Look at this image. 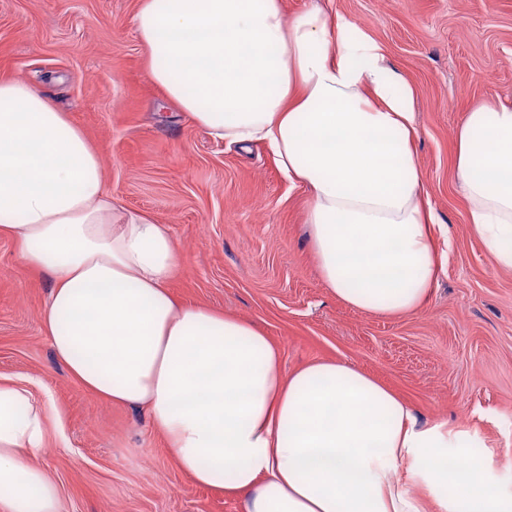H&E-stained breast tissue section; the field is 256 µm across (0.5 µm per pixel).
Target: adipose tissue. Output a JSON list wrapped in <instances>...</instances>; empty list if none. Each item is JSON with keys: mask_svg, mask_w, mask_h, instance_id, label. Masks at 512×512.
I'll return each instance as SVG.
<instances>
[{"mask_svg": "<svg viewBox=\"0 0 512 512\" xmlns=\"http://www.w3.org/2000/svg\"><path fill=\"white\" fill-rule=\"evenodd\" d=\"M147 76L215 138L267 145L306 188L323 283L377 316L426 304L452 250L422 192L414 93L365 30L281 0H139ZM455 172L471 231L512 270V99L474 103ZM0 235L50 281L40 319L56 359L104 402L142 408L180 468L245 512H512L493 459L338 361L284 374L253 322L180 301L169 225L124 211L84 131L41 92L0 81ZM45 407L0 381V512H60L29 456ZM467 459L460 474L449 450Z\"/></svg>", "mask_w": 512, "mask_h": 512, "instance_id": "ef3b65f1", "label": "adipose tissue"}]
</instances>
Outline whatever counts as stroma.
Instances as JSON below:
<instances>
[{
  "mask_svg": "<svg viewBox=\"0 0 512 512\" xmlns=\"http://www.w3.org/2000/svg\"><path fill=\"white\" fill-rule=\"evenodd\" d=\"M319 2L363 27L414 91L423 189L453 241L414 313L371 315L329 291L307 243V191L264 144L213 138L149 81L138 0H0V80L32 84L87 134L113 202L170 225L179 300L257 324L285 373L345 362L425 419L475 432L493 481L512 494V271L471 232L454 167L471 102L512 97V0ZM49 290L0 238V378L49 408L33 461L65 512H243L180 469L145 413L67 376L41 326Z\"/></svg>",
  "mask_w": 512,
  "mask_h": 512,
  "instance_id": "obj_1",
  "label": "stroma"
}]
</instances>
